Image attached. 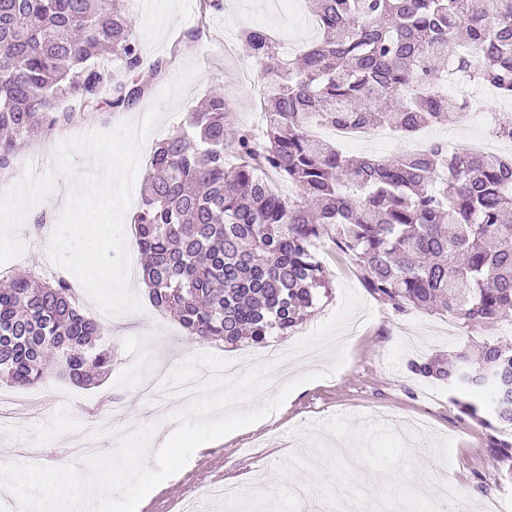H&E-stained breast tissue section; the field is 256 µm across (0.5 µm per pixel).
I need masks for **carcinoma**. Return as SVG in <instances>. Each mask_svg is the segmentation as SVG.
<instances>
[{"label": "carcinoma", "mask_w": 512, "mask_h": 512, "mask_svg": "<svg viewBox=\"0 0 512 512\" xmlns=\"http://www.w3.org/2000/svg\"><path fill=\"white\" fill-rule=\"evenodd\" d=\"M313 2L319 38L295 56L259 26L240 30L263 81L261 134L228 128L232 106L218 93L151 156L134 217L150 302L192 339L262 345L328 297L316 246L330 240L399 313L512 325V159L441 141L353 158L309 134L316 124L410 135L441 122L459 111L433 81L432 61L448 51L461 77L512 98V0ZM111 58L127 76L104 65ZM142 65L137 30L112 0H0V171L31 136L74 119L59 110L71 96L92 112L101 101L134 108ZM490 132L512 142V113ZM267 171L299 200L277 193ZM0 280L1 381L40 385L50 351L76 386L110 371L111 354L95 347L103 325L66 278ZM409 370L477 398L455 405L480 425L512 427L511 335Z\"/></svg>", "instance_id": "cac0c4a2"}]
</instances>
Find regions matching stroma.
Listing matches in <instances>:
<instances>
[{"label": "stroma", "instance_id": "35a3bbf8", "mask_svg": "<svg viewBox=\"0 0 512 512\" xmlns=\"http://www.w3.org/2000/svg\"><path fill=\"white\" fill-rule=\"evenodd\" d=\"M134 21L145 64L161 63L151 94L135 108L115 114L99 110L94 122L77 121L38 136L23 154L40 153L37 173L50 169L58 145L91 131H109L125 121H140L156 95L190 64L198 74L185 89L175 110L145 141L141 156L151 157L156 145L186 127L200 100L220 91L233 96L230 125L252 122L257 99L245 94L240 78L253 64L239 40L242 27L261 20L275 39H287L289 50L303 49L316 33L307 21L309 0H299L296 14H282L272 0H223L222 11L201 17L199 0H119ZM190 48L177 49L187 34ZM318 258L331 281V295L311 316L286 336L269 338V347L287 359L294 351L314 346L310 361L297 365L296 375L317 379L296 388L283 405L264 420L208 442L220 454L224 482L236 487V499L216 512H294L292 482L305 484L306 512H332L343 500V512H437L440 504L483 503L493 494L512 504V467L496 458L494 440H512V428L478 426L462 415L447 384L412 376L410 361L447 356L457 348L475 347L495 339L496 331H473L436 313L409 310L400 314L365 287L356 266L330 241L317 246ZM142 309L124 333L105 325L99 340L112 353V369L98 384L78 387L51 376L52 394L38 419H27L33 390L0 382V393L11 397L16 421L0 426V448L37 444L43 465H66L63 454L73 432H83L98 453L115 448L121 438L141 427L166 425L167 416L153 413L141 392L142 380L154 368L174 369L200 353L244 361L257 357L260 346H230L221 341L188 340L176 320L150 303L146 289L135 291ZM346 362L337 372L329 367L336 349ZM120 398L121 420L103 428L97 413L109 398ZM206 449V450H207ZM204 452V451H203ZM195 451L178 473L155 489L168 512L207 507L190 490L211 481L209 464ZM411 477V484H391L393 472Z\"/></svg>", "mask_w": 512, "mask_h": 512}]
</instances>
